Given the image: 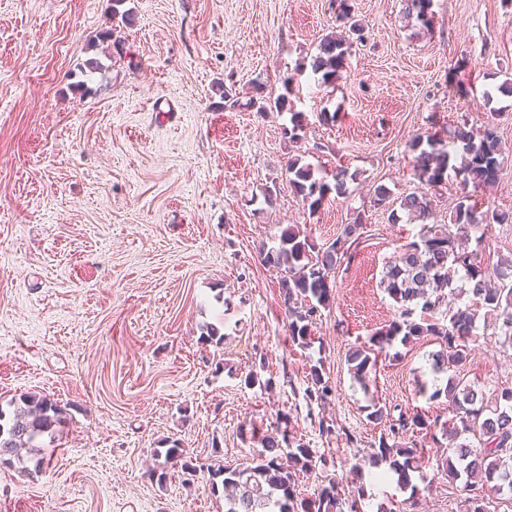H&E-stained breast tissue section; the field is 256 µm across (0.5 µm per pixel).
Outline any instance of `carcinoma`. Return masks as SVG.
<instances>
[{
    "label": "carcinoma",
    "instance_id": "obj_1",
    "mask_svg": "<svg viewBox=\"0 0 512 512\" xmlns=\"http://www.w3.org/2000/svg\"><path fill=\"white\" fill-rule=\"evenodd\" d=\"M431 0H406V11L416 15L429 27L433 14ZM349 44L342 38L327 36L318 45L311 69L318 84L329 86L342 71ZM292 78L284 80L285 93L275 100L262 99L251 104L258 111L275 110L290 114V141L302 139V112L295 110L290 99ZM418 151L414 178L420 187L403 195L399 208L407 215L424 220L433 210L430 190L443 186L448 179L451 157L460 156L458 174L462 182L478 187L496 182L502 171L503 149L499 136L491 128L476 132L463 122L450 140L435 133L412 144ZM288 183L312 212L330 192L347 194L348 172H332V181L316 177L318 169L302 163L299 157L287 161ZM512 217L495 209L483 215L459 201L447 224L426 227L419 239L400 247L382 271L380 286L398 305L397 316L385 328L370 337V346L349 351L347 362L353 377L365 380L369 365L375 363L373 353L391 348L395 341L409 344L428 338L439 345L432 353V368L446 375L444 387L428 392L427 385L419 394L434 399L448 398V416L430 417L415 410H401L393 416L385 406L373 405L369 419L383 424L375 450L368 462H383L397 475L398 483L410 487L411 473L418 471L423 451L417 442H405L408 433L422 435V442L435 448L446 447L450 455L442 458V468L451 480L465 477L464 485L471 494L464 500L463 512H491L489 504L502 495L512 501V386H501L487 393L451 370L462 365L471 355L470 343L476 322L483 319L497 326L498 336L512 346V257L498 259L493 268L484 265L479 249H469L466 242L482 224H507ZM364 234L359 218L344 226L326 247L318 246L311 236L293 224L281 230L276 245L264 254V261L283 271L282 303L288 318V337L292 344L308 349L314 344L313 327L321 311L329 308L332 274L350 259L349 250L357 248ZM464 272L468 287L458 288L451 276ZM468 295V301L448 305V297ZM307 417L319 435L330 438L339 433L336 422L314 414L313 407L324 408L335 396V388L319 358L310 367L304 389ZM10 410L0 407V456L7 454L22 460L19 451L39 455L35 469H42L46 458L40 449L54 442L66 422L65 412L49 396L22 395L10 401ZM290 418L284 413L276 423L259 436L262 452L250 463L232 467L218 458L200 459L172 444L167 449L165 465L153 470L157 483L166 481V469L180 466L193 477L207 473L212 487H221L224 512H361L362 493L346 492L328 470L324 455L288 435ZM321 471V481L308 500L299 499L297 475ZM221 482H216V479Z\"/></svg>",
    "mask_w": 512,
    "mask_h": 512
}]
</instances>
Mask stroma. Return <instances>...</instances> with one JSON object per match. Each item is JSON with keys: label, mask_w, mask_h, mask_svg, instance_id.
<instances>
[{"label": "stroma", "mask_w": 512, "mask_h": 512, "mask_svg": "<svg viewBox=\"0 0 512 512\" xmlns=\"http://www.w3.org/2000/svg\"><path fill=\"white\" fill-rule=\"evenodd\" d=\"M0 0V405L48 394L66 424L40 473L0 463V512H224L209 476L149 474L172 442L225 463L261 450L240 429L266 430L281 413L295 436L333 461L344 489H363L364 512H455L467 495L430 448L414 491L376 481L366 460L381 425L372 404L447 415L446 398L419 395L434 375V343L378 356L361 386L346 354L388 325L396 304L380 286L419 222L391 219L373 190L417 187L412 140L431 128L492 127L504 169L490 187L449 174L431 223L459 198L512 214V0H432L424 29L406 0ZM362 28L334 87L310 63L340 10ZM114 28L121 48L100 41ZM100 64L89 72L88 61ZM300 84L304 137L248 108ZM240 107H225L222 90ZM336 120L324 123L323 113ZM354 173L346 196L309 211L289 186V155ZM363 217L362 243L337 269L312 348L288 339L281 279L259 251L290 224L316 243ZM220 328V345L200 340ZM479 324L458 371L484 390L512 379V349ZM336 387L331 413L355 435L321 439L306 417L312 364ZM263 366L269 389L241 374Z\"/></svg>", "instance_id": "1"}]
</instances>
